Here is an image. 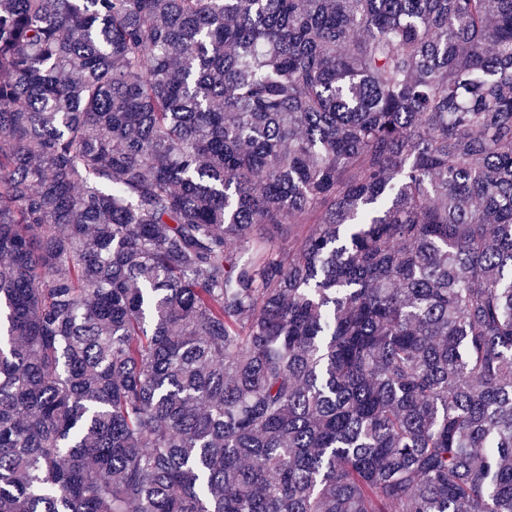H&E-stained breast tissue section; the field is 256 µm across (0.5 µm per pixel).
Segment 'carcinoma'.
<instances>
[{"mask_svg":"<svg viewBox=\"0 0 512 512\" xmlns=\"http://www.w3.org/2000/svg\"><path fill=\"white\" fill-rule=\"evenodd\" d=\"M0 512H512V0H0Z\"/></svg>","mask_w":512,"mask_h":512,"instance_id":"cac0c4a2","label":"carcinoma"}]
</instances>
